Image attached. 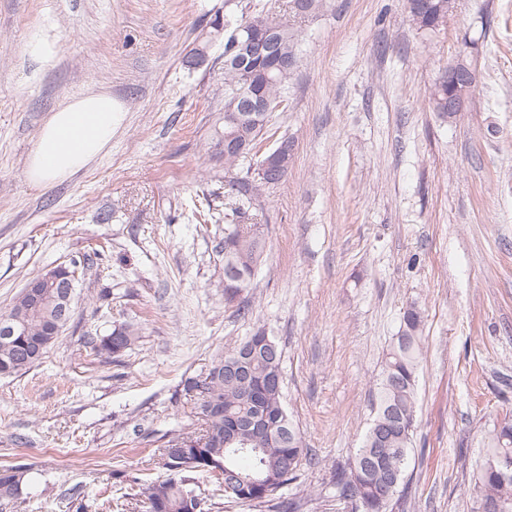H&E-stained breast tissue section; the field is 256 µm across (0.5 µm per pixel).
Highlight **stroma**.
<instances>
[{"label":"stroma","instance_id":"stroma-1","mask_svg":"<svg viewBox=\"0 0 512 512\" xmlns=\"http://www.w3.org/2000/svg\"><path fill=\"white\" fill-rule=\"evenodd\" d=\"M245 0H0V312L33 276L104 247L75 286L74 314L42 362L0 375V469L27 466L0 512H145L159 448L200 424L184 386L255 329L282 351L283 405L308 460L284 497L346 512L332 486L371 422L369 399L407 308L423 315L406 508L472 512L490 431L512 418V0H456L421 34L406 0H329L305 39L278 136L287 175L249 218L266 262L224 287V24ZM35 39L47 62L25 54ZM480 54L467 111L428 94L466 42ZM107 91L112 146L70 178L31 187L26 160L51 109ZM207 195L212 222L193 201ZM247 315H239V307ZM134 322L124 355L87 333ZM190 488L208 512H273Z\"/></svg>","mask_w":512,"mask_h":512}]
</instances>
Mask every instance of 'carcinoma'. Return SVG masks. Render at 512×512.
<instances>
[{
    "label": "carcinoma",
    "instance_id": "1",
    "mask_svg": "<svg viewBox=\"0 0 512 512\" xmlns=\"http://www.w3.org/2000/svg\"><path fill=\"white\" fill-rule=\"evenodd\" d=\"M428 9L420 13L410 9L409 17L420 32L436 30L447 22L448 0H427ZM327 0H289V14L294 18L309 19L325 10ZM230 21H224V135L244 147V153L224 154V170L245 172L236 179L232 189L243 203L249 205L259 201L266 189L279 183L263 169L264 163L253 167V160L260 156L267 159L264 146L271 140L285 142L276 137L271 126L272 113L242 115L241 97L249 88V77L236 64L233 31ZM243 32L268 33L273 38L274 50L288 61V67L265 71L263 61L251 62V69L260 81L263 93L281 110L288 108V83L298 67L303 31L286 21L280 14L263 8H254L250 16L237 24ZM448 70H443L429 94V104L444 121L453 119L448 112ZM224 243L233 248L224 254V274L233 273L246 284L254 275L264 256L262 236L251 224H234L224 230ZM61 289H47L45 302L36 307L24 294L16 296L7 317L21 318V328L32 335L45 336L46 326L60 318ZM422 313L415 307L403 315L399 336L386 354L379 377L376 380L372 411L374 419L367 430L361 448L352 463L336 467V496L349 504L351 512H388L396 493L406 497L409 485L403 484V475L412 443L416 419V374L422 353ZM137 333L130 324H121L104 336H87L85 344L98 354L118 357L134 345ZM57 337L46 336V344L37 355H32L13 344L0 341V366L9 369V374H21L40 363L54 345ZM272 348L254 358L253 371L256 380L265 382L267 377L281 368L282 351L274 337ZM248 343L243 340L224 355L216 358L208 369L204 388L197 392L196 415L205 425V436L209 438L201 451L195 444L200 437L177 436L189 457L204 461L206 472L219 476L224 486L233 489L229 496L244 504L273 503L279 512H298L299 503L283 500L279 491L297 480L300 463L292 462L303 453L304 442L300 430L288 416L282 402V390L267 388L262 394V403L251 405L245 401L227 371V364ZM224 403V418L209 419L205 411L206 400ZM267 414L274 424L272 440L255 444L259 451L242 448L238 453L224 449V427L249 418L255 413ZM162 466L170 477L162 482L143 485L141 495L145 499L147 512H181L188 479L185 471H194L196 466L179 458L168 456L167 449L160 454ZM26 469L8 467L0 469V502L17 499ZM499 505L501 512H512V419L505 418L489 436L487 451L475 478V510L481 512L484 502Z\"/></svg>",
    "mask_w": 512,
    "mask_h": 512
}]
</instances>
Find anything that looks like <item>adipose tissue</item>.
<instances>
[{"label": "adipose tissue", "instance_id": "ef3b65f1", "mask_svg": "<svg viewBox=\"0 0 512 512\" xmlns=\"http://www.w3.org/2000/svg\"><path fill=\"white\" fill-rule=\"evenodd\" d=\"M121 119L104 91L71 98L49 112L27 157L28 182L45 188L72 178L108 151Z\"/></svg>", "mask_w": 512, "mask_h": 512}]
</instances>
